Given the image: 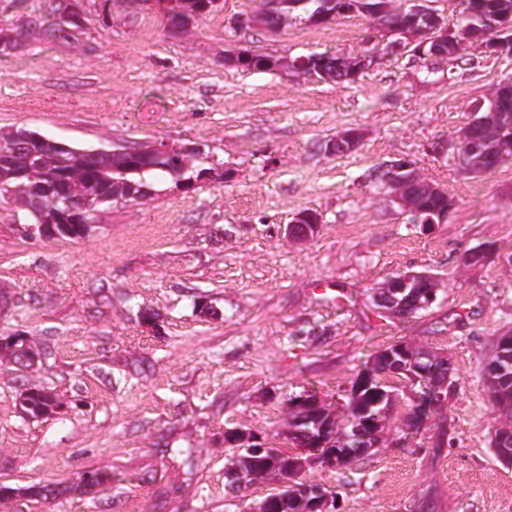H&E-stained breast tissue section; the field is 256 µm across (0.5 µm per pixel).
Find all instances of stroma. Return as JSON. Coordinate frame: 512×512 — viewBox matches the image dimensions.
<instances>
[{
  "mask_svg": "<svg viewBox=\"0 0 512 512\" xmlns=\"http://www.w3.org/2000/svg\"><path fill=\"white\" fill-rule=\"evenodd\" d=\"M81 5L76 39L32 38L0 57V127L81 148L198 146L224 177L165 184L75 241L26 236L0 206V335L43 351L28 371L0 365V484L20 491L7 512H243L269 487L227 494L225 431L288 447L290 398L336 400L397 340L446 353L455 390L417 433L400 395L381 448L307 479L335 491L334 512H512L481 373L512 333V163L471 176L433 151L512 80V57L452 68L404 51L353 81L319 82L224 57L362 51L378 39L369 18L270 33L245 22L262 0H217L172 34L161 11L127 0ZM350 129L358 145L331 155L328 140ZM403 157L452 197L443 223H411L373 183ZM304 210L320 229L290 241L284 227ZM484 245V260L464 262ZM411 270L441 277L437 301L379 314L374 291ZM33 385L64 411L22 417L17 397ZM87 470L110 477L95 494H23Z\"/></svg>",
  "mask_w": 512,
  "mask_h": 512,
  "instance_id": "stroma-1",
  "label": "stroma"
}]
</instances>
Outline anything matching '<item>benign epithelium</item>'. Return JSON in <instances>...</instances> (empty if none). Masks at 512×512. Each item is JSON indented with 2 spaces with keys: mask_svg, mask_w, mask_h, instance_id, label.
Listing matches in <instances>:
<instances>
[{
  "mask_svg": "<svg viewBox=\"0 0 512 512\" xmlns=\"http://www.w3.org/2000/svg\"><path fill=\"white\" fill-rule=\"evenodd\" d=\"M413 6L407 9H394L391 0H376V4H369V0H325L321 11L313 16L318 20L325 16H347L362 13L372 19H379L392 13H397L402 23L397 28H387L380 23L375 29L382 32V38L386 40L385 47H374L370 51L356 54L338 53L336 55L299 57H281L272 68L277 71H285L292 75L307 70L315 69L326 82H342L351 80L359 73L374 67L382 58L383 52L392 53L407 47L413 48V54L420 60H432L449 58L448 50L456 44V38L452 36L454 29L444 24L440 14L432 6L433 0H412ZM464 24V43L477 53L490 55L505 54L512 50V14L495 15L492 19L483 20L479 25L475 22L474 10L469 8L462 15ZM512 94V83H501L496 91L486 100L478 104L473 117L463 126L460 135L452 141L437 146L440 153H451L458 170L464 174L479 176L485 173V163L495 162L505 153L508 127H503L498 134L490 133L493 122L488 119V114L499 110L501 97ZM360 139L356 131H346L336 135L326 144V150L331 154H344L355 147ZM375 176L383 183L384 190L388 192L390 201L396 204L404 213L419 216L423 210L418 208L415 202L414 189L420 176L416 172L415 163L409 159L392 161L381 167ZM319 216L311 211H302L295 214L286 225V237L302 242L313 237L318 231ZM439 278L430 272H405L397 277L389 279L386 287L390 288L388 297L397 300V295L404 293L408 288H423L427 298L436 299ZM12 350L14 354L11 362L24 370L34 368L41 360V355L30 342L27 336L20 334L13 338ZM378 359L388 363L389 378L395 380L406 368H412L426 377L438 376L447 369L452 368L447 356L433 357L414 353L413 347L404 342H397L392 347L383 349L377 353ZM448 388V385L441 386ZM439 386H434L433 391L422 395L420 393L409 394L411 408L409 417L416 418V429H421L428 420L430 410L436 405L443 394L439 393ZM20 412L28 419H40L59 414L64 410L62 402H52L50 406L41 410H33V406L20 396L17 399ZM319 435L315 437V447L299 448L289 454L288 460L282 469H274L265 475L273 489L262 500L252 502L246 508V512H271L272 506H277L278 512H331L333 501L323 488L311 483H306L299 493H288V487L293 485V480L299 478L308 469L318 465L336 468L342 467L350 459L347 449L333 448L327 453H322L318 447L325 446V442L333 436L332 426L323 418H318L315 423ZM244 436V441L251 444L246 452L252 456H269L280 453V449L267 446L263 437L254 432H244L232 429L225 432L226 444L231 440ZM224 474L232 482L236 489H243L256 481V476L242 465L236 463L225 468Z\"/></svg>",
  "mask_w": 512,
  "mask_h": 512,
  "instance_id": "7a95c632",
  "label": "benign epithelium"
}]
</instances>
